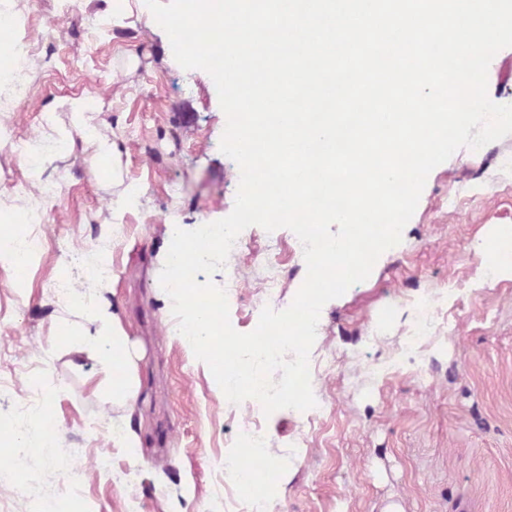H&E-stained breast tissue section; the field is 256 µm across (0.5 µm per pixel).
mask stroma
I'll list each match as a JSON object with an SVG mask.
<instances>
[{
    "mask_svg": "<svg viewBox=\"0 0 512 512\" xmlns=\"http://www.w3.org/2000/svg\"><path fill=\"white\" fill-rule=\"evenodd\" d=\"M0 7L19 13L31 40L57 26L49 53L30 65L27 102L11 100L13 74L0 68V231L42 240L28 266L0 263V378L11 383L0 391V433L32 439L47 429L71 452L61 470L43 449H26L18 469L0 472V512L74 500L81 512H230L245 498L224 469L230 454L272 470L265 512H512V278L478 282L489 264L512 265V251L498 249L512 234V135L460 148L431 171L401 242L321 310L310 356L332 365L312 376L318 412L267 417L226 399L175 335L159 283L167 224L190 229L234 207L240 169L219 149L226 116L214 81L183 69L165 31L131 24L114 0ZM86 94L104 105L98 131L118 160L98 156L60 105ZM62 133L71 151L41 175L56 200L43 203L39 224L15 223L10 202L33 183L16 143L40 147ZM116 177L143 189L118 215ZM242 237L225 271L238 284L231 325L248 333L264 306H290L307 267L290 229L251 226ZM271 275L282 288L270 302ZM63 276L98 294L99 307L73 311L53 291ZM433 294L436 327L413 340L415 306ZM102 310L139 354L134 399L121 396V361L103 368L98 351L73 340L95 333ZM115 425L134 434L135 452L115 445ZM240 427L259 428L265 459L237 446Z\"/></svg>",
    "mask_w": 512,
    "mask_h": 512,
    "instance_id": "stroma-1",
    "label": "stroma"
}]
</instances>
